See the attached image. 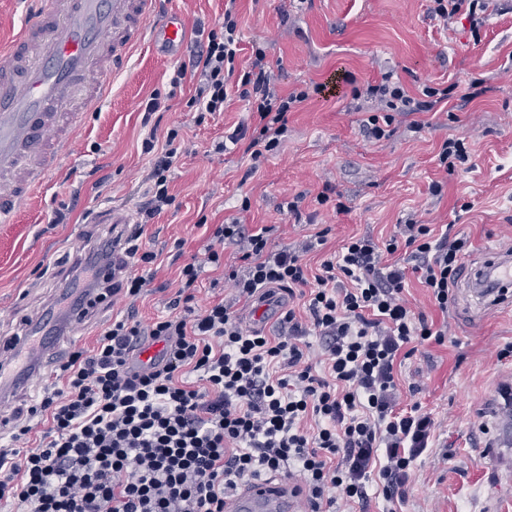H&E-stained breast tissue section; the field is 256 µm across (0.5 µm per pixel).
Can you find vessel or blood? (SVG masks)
I'll return each instance as SVG.
<instances>
[{"label": "vessel or blood", "mask_w": 512, "mask_h": 512, "mask_svg": "<svg viewBox=\"0 0 512 512\" xmlns=\"http://www.w3.org/2000/svg\"><path fill=\"white\" fill-rule=\"evenodd\" d=\"M154 0H46L0 51V223H13L25 201L74 145L86 113L108 96V79L123 70L144 40L178 49L185 22L171 16L151 26ZM66 315L47 306L25 336L0 358V401L27 390L58 351L63 324H83L90 289H66ZM293 481H254L225 512H298Z\"/></svg>", "instance_id": "1"}]
</instances>
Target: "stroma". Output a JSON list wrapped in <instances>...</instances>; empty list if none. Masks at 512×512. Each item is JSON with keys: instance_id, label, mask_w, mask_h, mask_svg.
Listing matches in <instances>:
<instances>
[{"instance_id": "obj_1", "label": "stroma", "mask_w": 512, "mask_h": 512, "mask_svg": "<svg viewBox=\"0 0 512 512\" xmlns=\"http://www.w3.org/2000/svg\"><path fill=\"white\" fill-rule=\"evenodd\" d=\"M225 0H160L153 15L176 13L188 28L224 19ZM429 0H236L245 66L262 49L278 75L281 94L307 91L288 113L277 154L254 162L241 147L215 146L236 127L249 125L246 102L232 98L223 112L199 118L188 107L192 85L172 89L177 67L194 49L174 52L151 43L133 49L126 68L112 78L99 108L88 112L75 151L31 197L16 221L0 224V353L38 317L73 275L78 251L107 235L109 209L127 211L142 224V242L157 255L127 272L146 279L135 305H102L83 330L68 333L65 347L92 345L112 322L135 313L148 322L168 315L179 272L209 242L216 224L240 218L250 228L269 227L273 246H294L322 228L327 242L307 260L319 267L352 236L385 239L402 224L450 225L471 243L466 270L494 251L512 246V0H493L479 36L467 21L443 26L428 15ZM418 99L431 86L447 89V104L396 115L390 137H368L363 122L378 102L367 91L384 75ZM335 83L334 93L323 84ZM159 97L158 134L178 129L190 151L171 170L174 204L153 219L147 200L151 157L142 143L150 129L142 108ZM464 140L474 167L447 171L437 155L448 140ZM440 184L432 194V184ZM331 185L341 210L318 205ZM300 197L299 215L283 212ZM249 211H242V201ZM406 297L435 326L444 344L424 343L398 369L418 377V392L402 404L421 403L440 424L433 453L414 467L409 496L398 512H512V418L502 397L512 385V358L497 353L512 342V299L495 307L478 302L459 284L447 311L434 306L405 252Z\"/></svg>"}]
</instances>
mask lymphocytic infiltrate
Instances as JSON below:
<instances>
[{"instance_id":"f902f5d3","label":"lymphocytic infiltrate","mask_w":512,"mask_h":512,"mask_svg":"<svg viewBox=\"0 0 512 512\" xmlns=\"http://www.w3.org/2000/svg\"><path fill=\"white\" fill-rule=\"evenodd\" d=\"M490 0H431V18L484 26ZM238 19L225 7L221 26L195 29L197 51L181 64L173 86L195 81L189 106L223 111L229 92L246 101L253 122L230 134L251 160L274 153L287 114L306 91L279 95L263 50L237 72ZM383 107L365 126L388 136L395 113L430 112L448 92L425 87L413 100L402 84L383 76L369 87ZM151 154L152 184L144 208L154 218L173 203L168 176L182 146L177 129L163 144L143 142ZM328 229L302 246L273 248L267 228L247 232L238 222L217 225L204 252L192 255L168 316L150 323L134 316L113 321L92 349L73 347L58 361L54 385L26 412L11 419V444L0 450V504L19 512H224L225 496L245 483L298 466L312 512H331L337 501L365 504L370 491L405 501L413 467L436 441L433 414L402 407L398 361L425 342L444 343L423 312L405 297L404 268L396 252L414 257L421 283L439 309H447L469 253L467 239L435 234L409 223L378 242L351 237L312 269L306 255L325 244ZM246 241L243 271H230L238 299L282 291L299 296L277 335L246 327L232 304L194 310V288L205 267L221 268L226 242ZM319 339L312 358L308 334ZM159 342L157 359L137 363L142 347ZM196 381H187V374ZM49 421L33 438L35 418Z\"/></svg>"}]
</instances>
